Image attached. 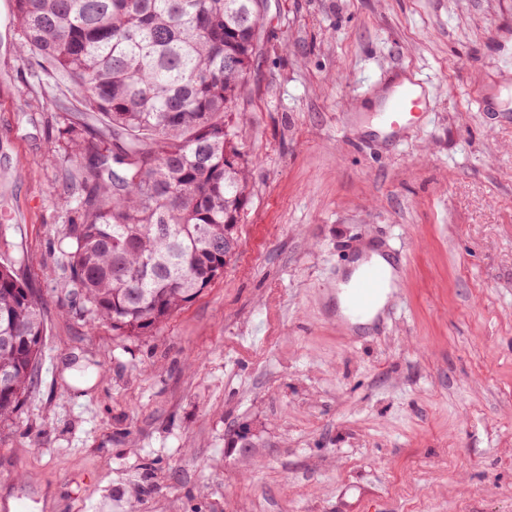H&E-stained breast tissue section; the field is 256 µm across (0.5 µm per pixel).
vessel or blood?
Returning a JSON list of instances; mask_svg holds the SVG:
<instances>
[{"label":"vessel or blood","instance_id":"b4317fda","mask_svg":"<svg viewBox=\"0 0 512 512\" xmlns=\"http://www.w3.org/2000/svg\"><path fill=\"white\" fill-rule=\"evenodd\" d=\"M420 82L395 83L378 112L381 126L388 138L395 139L404 129L420 119ZM398 269L396 256H386L381 262H365L358 279L344 290L342 317L346 323L359 324L373 315L394 284Z\"/></svg>","mask_w":512,"mask_h":512}]
</instances>
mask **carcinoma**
<instances>
[{
    "instance_id": "1",
    "label": "carcinoma",
    "mask_w": 512,
    "mask_h": 512,
    "mask_svg": "<svg viewBox=\"0 0 512 512\" xmlns=\"http://www.w3.org/2000/svg\"><path fill=\"white\" fill-rule=\"evenodd\" d=\"M266 0H13L18 51L63 76L96 127L55 117L78 176L60 261L82 316L148 337L224 276L247 200L239 100ZM0 421L34 382L46 329L36 293L0 266Z\"/></svg>"
}]
</instances>
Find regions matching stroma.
<instances>
[{
	"label": "stroma",
	"mask_w": 512,
	"mask_h": 512,
	"mask_svg": "<svg viewBox=\"0 0 512 512\" xmlns=\"http://www.w3.org/2000/svg\"><path fill=\"white\" fill-rule=\"evenodd\" d=\"M0 0V264L45 345L0 423L31 512H512V0H267L240 101V249L155 336L71 313L56 113ZM416 77L402 141L371 115ZM399 254V303L354 329L338 284ZM248 445L228 448L233 430Z\"/></svg>",
	"instance_id": "stroma-1"
}]
</instances>
